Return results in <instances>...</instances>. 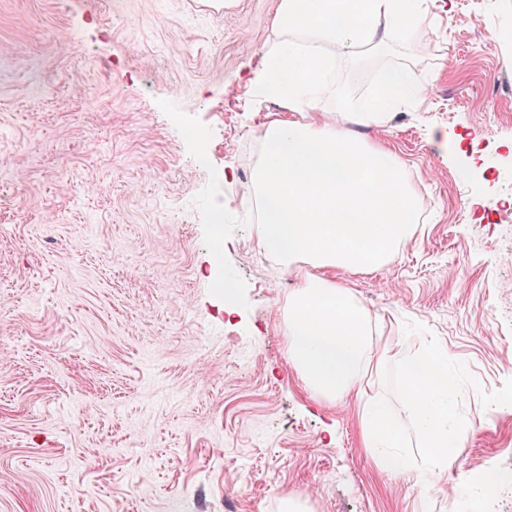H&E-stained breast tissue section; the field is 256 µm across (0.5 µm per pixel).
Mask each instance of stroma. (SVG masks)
I'll return each instance as SVG.
<instances>
[{
  "label": "stroma",
  "mask_w": 512,
  "mask_h": 512,
  "mask_svg": "<svg viewBox=\"0 0 512 512\" xmlns=\"http://www.w3.org/2000/svg\"><path fill=\"white\" fill-rule=\"evenodd\" d=\"M428 6L359 80L346 59L328 78L358 107L417 66L412 108L364 137L429 211L381 269L333 272L378 347L444 352L465 391L463 447L415 485L364 447L355 398L288 362L309 267L260 250L244 201L280 0H0V512H471L474 473L512 479V0ZM370 381L400 408L397 358Z\"/></svg>",
  "instance_id": "35a3bbf8"
}]
</instances>
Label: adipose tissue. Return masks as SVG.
<instances>
[{
    "label": "adipose tissue",
    "instance_id": "adipose-tissue-1",
    "mask_svg": "<svg viewBox=\"0 0 512 512\" xmlns=\"http://www.w3.org/2000/svg\"><path fill=\"white\" fill-rule=\"evenodd\" d=\"M431 19L424 0H281L280 34L255 71L260 95L277 103L260 135L248 187L257 206L259 247L289 267H314L289 295L284 313L288 361L316 396L362 401L365 448L385 470L422 484L442 475L468 425L455 416L458 386L448 360L409 352L402 360L403 403L392 411L369 394L374 329L349 289L327 277L336 268H380L420 215L404 164L389 148L356 134L385 128L415 90L414 71L397 68L362 109L330 112L322 101L336 58L402 44ZM429 453L412 466L403 434Z\"/></svg>",
    "mask_w": 512,
    "mask_h": 512
}]
</instances>
